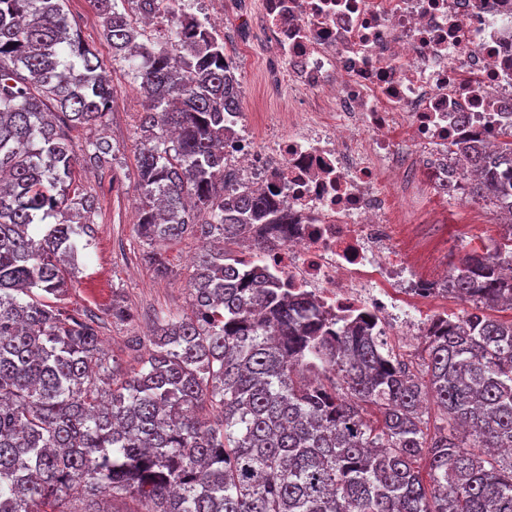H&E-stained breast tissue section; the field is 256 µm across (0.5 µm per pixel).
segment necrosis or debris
<instances>
[{
    "label": "necrosis or debris",
    "mask_w": 512,
    "mask_h": 512,
    "mask_svg": "<svg viewBox=\"0 0 512 512\" xmlns=\"http://www.w3.org/2000/svg\"><path fill=\"white\" fill-rule=\"evenodd\" d=\"M288 109L263 130L225 114L235 188L287 208L261 255L281 284L381 336H424L448 283L418 271L407 220L445 231L422 190L448 192V152L512 122V0H259Z\"/></svg>",
    "instance_id": "1"
}]
</instances>
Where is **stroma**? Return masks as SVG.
Masks as SVG:
<instances>
[{"label":"stroma","instance_id":"35a3bbf8","mask_svg":"<svg viewBox=\"0 0 512 512\" xmlns=\"http://www.w3.org/2000/svg\"><path fill=\"white\" fill-rule=\"evenodd\" d=\"M256 0H224V37L238 66L240 104L245 113L277 112L284 105L282 97L270 95L266 79L273 69L269 51L257 40L252 19ZM66 9L79 25L83 42L95 53L114 87L112 108L105 128L76 127L71 132L75 143L105 138L114 150L111 168L79 169L81 185L95 197V211L90 220L94 228L93 245L79 259L80 273L65 302L68 307L85 309L101 317V340L105 351L121 368L135 367L127 343L139 338L142 348H149V337L156 316L187 312L190 305L189 282L195 272L202 243L186 237L168 243L165 254L171 269L167 278H156L144 260L148 250L135 233L138 219L137 171L134 142L137 126L144 112V102L131 77L112 59L99 18L89 0H67ZM436 207L448 210L447 252H434L422 273L440 280L449 259L466 252L493 248L501 240L502 227L494 208L472 202L458 194L454 198L437 197ZM122 296L135 315L132 323L112 321L107 312L114 296Z\"/></svg>","mask_w":512,"mask_h":512}]
</instances>
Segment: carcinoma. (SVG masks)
<instances>
[{"label": "carcinoma", "mask_w": 512, "mask_h": 512, "mask_svg": "<svg viewBox=\"0 0 512 512\" xmlns=\"http://www.w3.org/2000/svg\"><path fill=\"white\" fill-rule=\"evenodd\" d=\"M66 0H0V512H512V224L465 254L420 370L362 319L331 315L232 249L255 224L288 236L269 198L229 193L224 113L240 112L224 42L184 0H90L148 101L137 132L136 231L203 242L189 315L157 317L127 372L100 320L62 304L92 245L76 167H112V83L71 33ZM457 147L464 194L512 212V124ZM430 396L438 409L425 416ZM474 448L484 449L479 455ZM104 497L112 508L75 503Z\"/></svg>", "instance_id": "1"}]
</instances>
